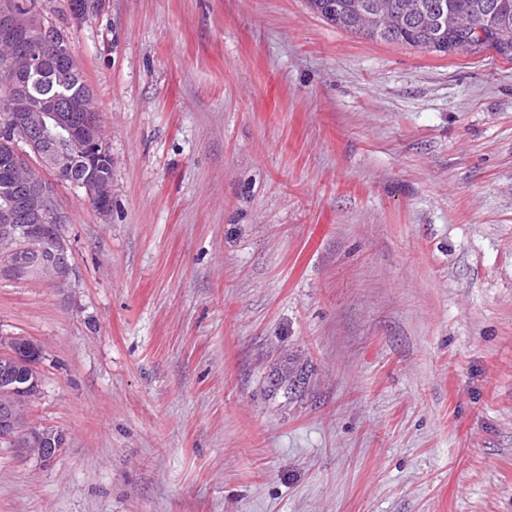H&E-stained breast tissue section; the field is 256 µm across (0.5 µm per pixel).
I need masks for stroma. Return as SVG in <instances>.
<instances>
[{"label": "stroma", "mask_w": 512, "mask_h": 512, "mask_svg": "<svg viewBox=\"0 0 512 512\" xmlns=\"http://www.w3.org/2000/svg\"><path fill=\"white\" fill-rule=\"evenodd\" d=\"M91 86L112 208L0 269L42 348L0 512H512V51L307 0H36ZM0 438L9 441L26 458H36L41 462L52 459L56 448L63 447L64 436L44 428L31 426L17 402L1 399ZM60 449V448H59Z\"/></svg>", "instance_id": "obj_1"}]
</instances>
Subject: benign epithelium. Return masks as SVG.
I'll use <instances>...</instances> for the list:
<instances>
[{
  "instance_id": "7a95c632",
  "label": "benign epithelium",
  "mask_w": 512,
  "mask_h": 512,
  "mask_svg": "<svg viewBox=\"0 0 512 512\" xmlns=\"http://www.w3.org/2000/svg\"><path fill=\"white\" fill-rule=\"evenodd\" d=\"M0 42L10 48L0 63L7 73L0 87L7 106L0 115V132L11 151L3 161L12 172L9 192L0 203V246L7 248L11 269L35 272L61 288L71 271L67 246L58 234L66 216L45 171L84 189L90 203L105 213L112 202V154L86 98L41 99L28 91L30 78L48 64L55 66L53 78L59 84L80 71L69 45L55 37L53 24L39 15L19 13L14 0H0ZM21 143L29 151H21ZM37 358L18 353L1 357L0 391L40 388V378L32 374ZM0 438L42 462L64 445L63 434L30 425L19 404L4 399Z\"/></svg>"
}]
</instances>
